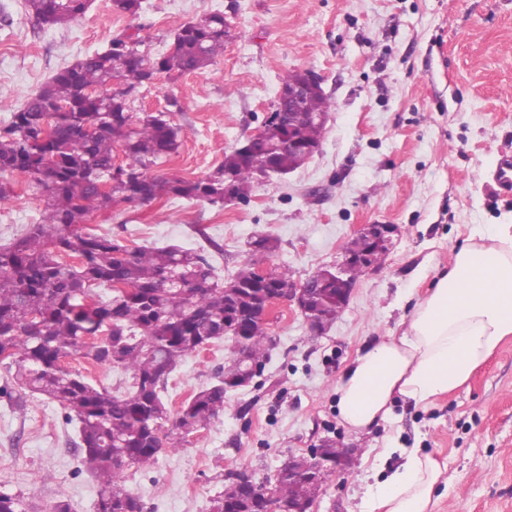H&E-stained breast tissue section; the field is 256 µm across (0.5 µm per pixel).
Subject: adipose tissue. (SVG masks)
<instances>
[{
  "label": "adipose tissue",
  "mask_w": 512,
  "mask_h": 512,
  "mask_svg": "<svg viewBox=\"0 0 512 512\" xmlns=\"http://www.w3.org/2000/svg\"><path fill=\"white\" fill-rule=\"evenodd\" d=\"M512 336V224H495L462 247L399 336L372 340L338 377L336 406L356 433L390 419L396 402L426 408L470 380ZM400 465L369 492L361 512H431L443 467L400 449Z\"/></svg>",
  "instance_id": "adipose-tissue-1"
}]
</instances>
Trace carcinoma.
Wrapping results in <instances>:
<instances>
[{"label": "carcinoma", "instance_id": "carcinoma-1", "mask_svg": "<svg viewBox=\"0 0 512 512\" xmlns=\"http://www.w3.org/2000/svg\"><path fill=\"white\" fill-rule=\"evenodd\" d=\"M88 0H25L40 25L70 23L86 12ZM142 0H112V10L137 15ZM224 15L209 14L183 25L169 50L153 62L138 51L132 35L114 38L102 54L58 70L0 126V171H16L44 197L41 220L0 244V354L15 369L20 386L56 402L79 424L78 471L98 485L97 512H143L126 486V470L158 462L164 449L152 430L170 435L176 451L191 434L224 412V397L238 388L247 360L268 356L266 329L257 323L264 302L252 286V270L243 265L231 277L230 296L206 257L177 246L131 248L117 238L87 230L94 210L120 202L146 205L164 196L224 203V177L233 196L249 200L253 172L298 167L284 144L322 141L324 127L288 114V99L274 119L262 121L251 152L224 154L210 174L197 180L148 174L149 167L171 158L181 145L180 130L163 112L132 118L127 95L146 83L148 68L182 75L211 65L224 52ZM125 151L130 174H112L116 149ZM120 281L124 295L99 298L91 307L81 300L97 288ZM325 322H336V289L321 283ZM250 319L242 349L224 363L217 383L190 396L175 417L163 399L167 380L186 355L227 337L224 321L232 306ZM107 334L110 342L89 339ZM81 356L96 365H112L128 375L123 390L93 384L64 365ZM312 490L283 477L276 503L288 504ZM211 512H260L261 493L245 479L226 481L211 500ZM0 512H28L18 493L0 491Z\"/></svg>", "mask_w": 512, "mask_h": 512}]
</instances>
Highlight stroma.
I'll use <instances>...</instances> for the list:
<instances>
[{"instance_id": "1", "label": "stroma", "mask_w": 512, "mask_h": 512, "mask_svg": "<svg viewBox=\"0 0 512 512\" xmlns=\"http://www.w3.org/2000/svg\"><path fill=\"white\" fill-rule=\"evenodd\" d=\"M223 12L234 37L209 67L158 74L129 96L130 110L167 113L181 131L177 155L154 175H208L260 124L281 80L308 70L331 108L320 151L258 185L249 203L162 197L88 215L89 228L129 247L177 245L204 255L220 280L248 262L287 267L302 280L339 259L361 224H394L384 264L357 282L328 331H310L281 306L274 346L249 386L228 392L224 413L152 468H129L128 489L144 512H209L225 471L273 478L293 455L331 440L356 450L353 469L332 479L313 512H360L399 449L445 464L447 486L433 512H512V337L467 387L421 408L397 402L389 422L348 430L336 411V380L375 337L401 335L419 298L456 252L492 224H512V0H144L137 16L92 0L83 16L38 25L25 0H0V122L9 121L60 67L138 35L154 59L189 21ZM13 196L0 206V243L37 223L44 199L21 173L0 174ZM259 234L278 249L257 257ZM232 340L186 355L164 401L216 383ZM0 490L25 494L34 512L60 500L96 512L98 486L77 473L76 423L45 397L14 388L0 365ZM394 455L383 456L385 447Z\"/></svg>"}]
</instances>
